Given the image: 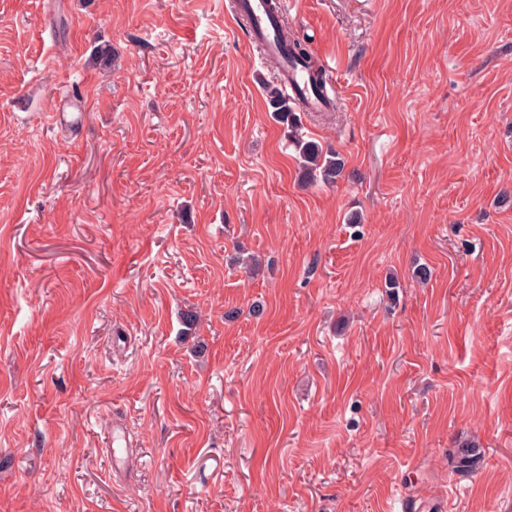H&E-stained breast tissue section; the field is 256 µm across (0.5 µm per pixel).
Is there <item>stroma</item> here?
Listing matches in <instances>:
<instances>
[{"mask_svg":"<svg viewBox=\"0 0 512 512\" xmlns=\"http://www.w3.org/2000/svg\"><path fill=\"white\" fill-rule=\"evenodd\" d=\"M234 3L0 0V512H512V0ZM243 8L251 18L252 33L256 38L266 42L269 50L279 53V34L274 21L269 15L267 0H242ZM288 54L293 59L297 60L302 64L305 69L311 74V80L315 88L320 92L322 98L325 100L327 108L320 112H335L337 106L328 98L326 89V78L324 77L321 68L315 63V59L312 56L310 50L305 44L298 40L288 41ZM269 110L273 112L277 121L286 124L288 129L298 125L299 118L294 111L292 103L276 87L268 86L266 90ZM294 146L299 155L303 178L307 182L334 183L341 177L345 163L333 151H325L315 142L294 137ZM481 456L475 448L449 450L448 465L459 474H470L478 469Z\"/></svg>","mask_w":512,"mask_h":512,"instance_id":"obj_1","label":"stroma"}]
</instances>
